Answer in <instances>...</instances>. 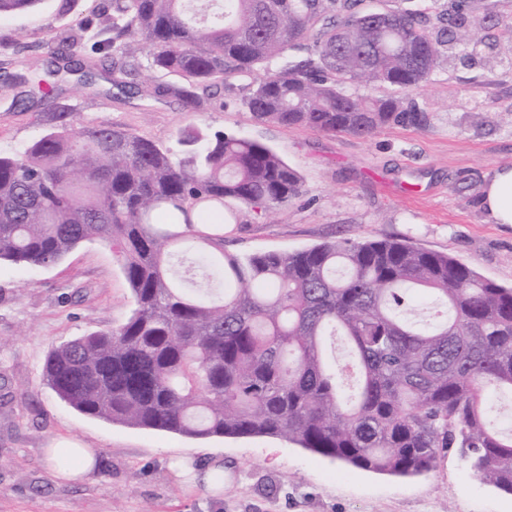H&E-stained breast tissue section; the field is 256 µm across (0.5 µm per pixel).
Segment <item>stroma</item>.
<instances>
[{
	"label": "stroma",
	"mask_w": 512,
	"mask_h": 512,
	"mask_svg": "<svg viewBox=\"0 0 512 512\" xmlns=\"http://www.w3.org/2000/svg\"><path fill=\"white\" fill-rule=\"evenodd\" d=\"M110 0H41L0 18V64L50 63L61 33L78 31ZM32 84H0V153L49 132L54 112L72 129L107 123L177 148L182 130H217L273 148L297 170L303 195L266 213L233 205L227 251L246 256L294 251L338 239L394 238L446 253L512 286V226L481 204L492 173L512 166V48L475 64L444 60L412 96L430 116L424 128L391 126L375 137L321 134L259 124L221 88L199 111L116 92L105 71ZM132 293L109 246L87 242L57 264L0 263V512H512V494L471 472L458 452L428 473L402 477L330 461L266 437L195 438L88 418L43 378L47 355L71 339L124 323ZM76 440L96 457L78 482L57 479L45 451ZM198 473L220 462L219 494L187 485L173 461Z\"/></svg>",
	"instance_id": "35a3bbf8"
}]
</instances>
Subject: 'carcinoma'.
Masks as SVG:
<instances>
[{
    "label": "carcinoma",
    "instance_id": "obj_1",
    "mask_svg": "<svg viewBox=\"0 0 512 512\" xmlns=\"http://www.w3.org/2000/svg\"><path fill=\"white\" fill-rule=\"evenodd\" d=\"M40 0H0V16ZM363 0H112L88 62L112 44V85L199 110L213 90L254 79L242 108L260 123L368 139L423 128L406 96L445 49L474 57L512 44V21L361 8ZM176 82L126 81L138 64ZM307 56L290 61L287 52ZM379 85L370 97L349 88ZM180 153L105 123L56 126L0 155V262L46 268L82 243L112 248L130 284L126 322L51 350L43 375L71 408L190 437L268 435L365 471L416 476L455 449L512 494V432L488 397L512 391V287L407 240H339L241 258L224 250V206L266 213L300 197L272 148L186 132ZM420 289L425 315L407 302ZM346 349L333 364L325 343Z\"/></svg>",
    "mask_w": 512,
    "mask_h": 512
}]
</instances>
